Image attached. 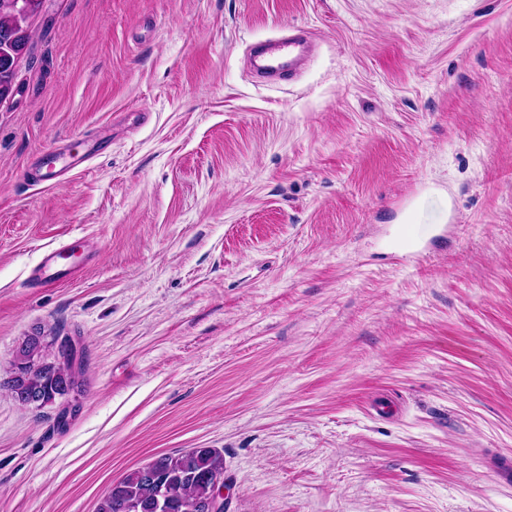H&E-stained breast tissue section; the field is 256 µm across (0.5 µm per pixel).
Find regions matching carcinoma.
I'll list each match as a JSON object with an SVG mask.
<instances>
[{
	"label": "carcinoma",
	"mask_w": 512,
	"mask_h": 512,
	"mask_svg": "<svg viewBox=\"0 0 512 512\" xmlns=\"http://www.w3.org/2000/svg\"><path fill=\"white\" fill-rule=\"evenodd\" d=\"M43 0H29L26 10L0 0V45L10 51L0 54V102L12 97L15 69L33 38L31 20L42 10ZM24 360L11 370L9 391L25 405L28 395L38 391L45 401L64 398L82 386V372L64 377L57 371V356L75 359L70 338L43 333L22 341ZM152 473L142 468L125 474L100 500L96 512H205L213 494L212 479L224 472V454L215 448H193L178 455L161 456L151 463Z\"/></svg>",
	"instance_id": "1"
}]
</instances>
